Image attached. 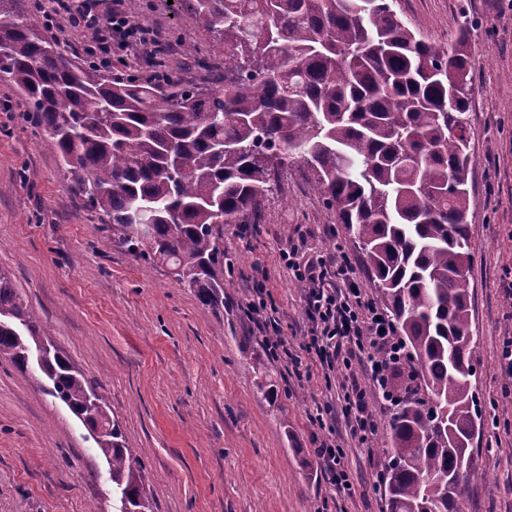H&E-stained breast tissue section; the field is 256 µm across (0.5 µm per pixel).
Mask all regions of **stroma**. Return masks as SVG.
Listing matches in <instances>:
<instances>
[{
    "mask_svg": "<svg viewBox=\"0 0 512 512\" xmlns=\"http://www.w3.org/2000/svg\"><path fill=\"white\" fill-rule=\"evenodd\" d=\"M159 40H198L184 0H125ZM409 27L450 43L467 31L474 94L469 144L472 382L483 424L463 512H512V396L500 352L512 336V7L506 0H394ZM308 255L345 251L360 288L380 295L344 225L297 165L244 223L224 227V311L212 313L166 267L113 242L72 193L46 132L22 113L0 73V268L50 340L101 385L126 444L143 465L154 512H386L380 427L371 447L340 444L353 494L334 492L315 457L312 421L330 398L319 358L306 354L303 292L281 260L292 240ZM263 269L282 335L308 364L299 381L265 348L246 305ZM263 360L277 403L256 386ZM40 374L0 357V512H119L107 467L83 424L45 394Z\"/></svg>",
    "mask_w": 512,
    "mask_h": 512,
    "instance_id": "stroma-1",
    "label": "stroma"
}]
</instances>
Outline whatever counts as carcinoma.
<instances>
[{
  "label": "carcinoma",
  "mask_w": 512,
  "mask_h": 512,
  "mask_svg": "<svg viewBox=\"0 0 512 512\" xmlns=\"http://www.w3.org/2000/svg\"><path fill=\"white\" fill-rule=\"evenodd\" d=\"M208 50L182 42L207 77L174 80L171 45L139 78L67 59L30 0H0V72L47 132L63 176L112 240L172 268L224 312V225L263 205L280 170L303 166L357 240L424 383L387 420L388 512H459L479 430L465 224L473 92L466 32L421 38L392 0H186ZM148 223L143 234L140 224ZM0 270V357L40 372L88 428L127 512H153L140 459L108 396L47 343ZM442 475L446 482H429Z\"/></svg>",
  "instance_id": "obj_1"
}]
</instances>
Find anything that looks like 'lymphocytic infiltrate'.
I'll return each mask as SVG.
<instances>
[{
    "mask_svg": "<svg viewBox=\"0 0 512 512\" xmlns=\"http://www.w3.org/2000/svg\"><path fill=\"white\" fill-rule=\"evenodd\" d=\"M51 10L70 6L74 25L90 30L87 50L97 60L109 61L113 48L147 50L154 41L152 30L133 24L123 8L124 0H112L105 16L89 10L95 0H48ZM301 244H293L282 255L295 280L306 284L303 299L311 323L307 352L316 354L323 366L340 374L337 404L317 410L316 423L326 426L315 454L329 482L340 492L351 493L350 474L344 450L336 442L335 418H342L346 431L359 444L373 443L379 422L370 407L374 389L394 406L392 379L403 373L408 359L400 347L388 317L360 288L346 254L302 260Z\"/></svg>",
    "mask_w": 512,
    "mask_h": 512,
    "instance_id": "lymphocytic-infiltrate-1",
    "label": "lymphocytic infiltrate"
}]
</instances>
